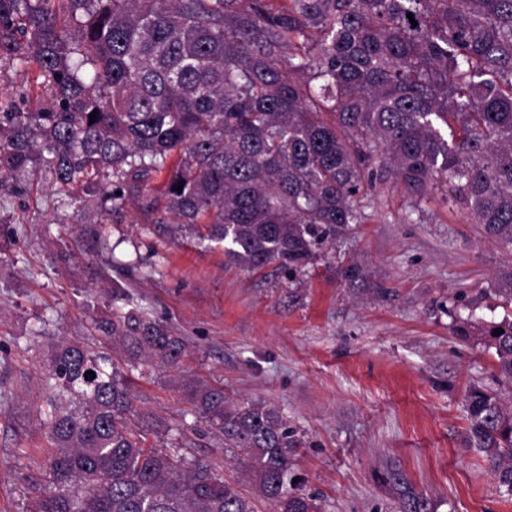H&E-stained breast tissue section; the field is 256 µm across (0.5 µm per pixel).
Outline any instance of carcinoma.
Returning a JSON list of instances; mask_svg holds the SVG:
<instances>
[{
  "mask_svg": "<svg viewBox=\"0 0 512 512\" xmlns=\"http://www.w3.org/2000/svg\"><path fill=\"white\" fill-rule=\"evenodd\" d=\"M30 61L52 100L0 113V183L45 146L57 191L98 210L97 243L132 201L203 227L236 264L293 274L362 222V159L376 158L410 196L444 190L512 248V0H0V63ZM95 327L135 360L174 366L185 349L132 310ZM458 331L512 385V316ZM108 364L78 344L53 350L36 512H319L276 406L188 391L254 477L246 494L145 447L125 424L132 383ZM465 400L470 443L512 496V407L480 386Z\"/></svg>",
  "mask_w": 512,
  "mask_h": 512,
  "instance_id": "cac0c4a2",
  "label": "carcinoma"
}]
</instances>
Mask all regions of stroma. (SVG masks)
<instances>
[{"mask_svg": "<svg viewBox=\"0 0 512 512\" xmlns=\"http://www.w3.org/2000/svg\"><path fill=\"white\" fill-rule=\"evenodd\" d=\"M36 74L32 63L0 66V113L47 104ZM364 174L363 222L292 275L228 265L195 230L133 206L99 250L44 166L1 185L0 512H33L46 486L48 363L63 340L134 378L130 419L148 446L206 460L244 489L249 474L192 413L189 385L274 403L303 438L296 469L324 512H400L408 491L430 512H512L469 442L464 406L469 386L506 400L512 387L456 332L465 319H502L495 290L512 251L441 194L413 200L382 162L365 161ZM351 260L362 281L340 276ZM116 280L129 307L183 338L177 367L131 362L100 338L94 322L110 317Z\"/></svg>", "mask_w": 512, "mask_h": 512, "instance_id": "1", "label": "stroma"}]
</instances>
